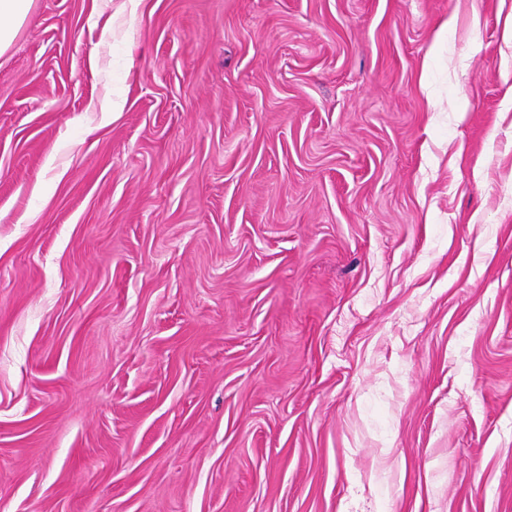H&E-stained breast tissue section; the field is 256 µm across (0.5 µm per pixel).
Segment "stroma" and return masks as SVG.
Here are the masks:
<instances>
[{
    "label": "stroma",
    "instance_id": "stroma-1",
    "mask_svg": "<svg viewBox=\"0 0 512 512\" xmlns=\"http://www.w3.org/2000/svg\"><path fill=\"white\" fill-rule=\"evenodd\" d=\"M120 2L0 54V512H512V0Z\"/></svg>",
    "mask_w": 512,
    "mask_h": 512
}]
</instances>
